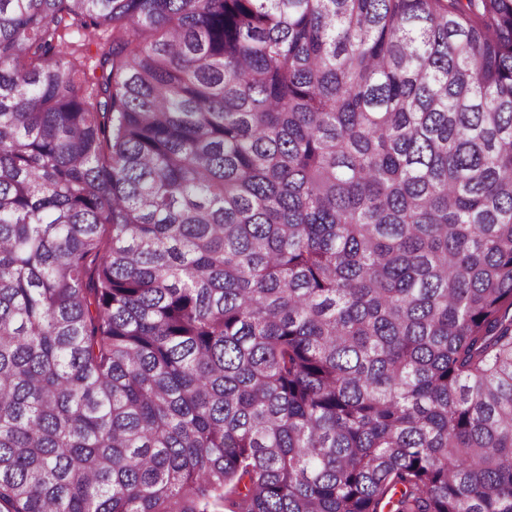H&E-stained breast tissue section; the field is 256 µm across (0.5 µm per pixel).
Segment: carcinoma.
<instances>
[{
    "instance_id": "carcinoma-1",
    "label": "carcinoma",
    "mask_w": 512,
    "mask_h": 512,
    "mask_svg": "<svg viewBox=\"0 0 512 512\" xmlns=\"http://www.w3.org/2000/svg\"><path fill=\"white\" fill-rule=\"evenodd\" d=\"M0 512H512V0H0Z\"/></svg>"
}]
</instances>
